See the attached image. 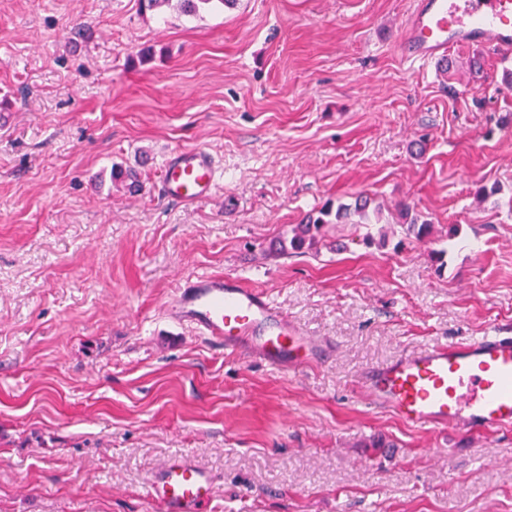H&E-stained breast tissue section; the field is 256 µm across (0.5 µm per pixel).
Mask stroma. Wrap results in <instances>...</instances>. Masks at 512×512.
Returning <instances> with one entry per match:
<instances>
[{
    "mask_svg": "<svg viewBox=\"0 0 512 512\" xmlns=\"http://www.w3.org/2000/svg\"><path fill=\"white\" fill-rule=\"evenodd\" d=\"M411 6L0 0V512H165L144 489L177 454L213 481L204 512H512V430L411 429L357 388L512 332V60L404 62ZM191 147L221 188L169 201L162 163ZM359 195L368 226L270 253ZM401 202L430 237L404 238ZM203 273L264 290L329 357L290 374L175 322ZM238 0H142L145 9L160 11L172 9L181 15L198 16L201 10L222 6L233 7Z\"/></svg>",
    "mask_w": 512,
    "mask_h": 512,
    "instance_id": "stroma-1",
    "label": "stroma"
}]
</instances>
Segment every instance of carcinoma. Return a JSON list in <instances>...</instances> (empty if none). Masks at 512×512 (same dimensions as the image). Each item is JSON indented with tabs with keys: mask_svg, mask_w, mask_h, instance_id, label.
I'll list each match as a JSON object with an SVG mask.
<instances>
[{
	"mask_svg": "<svg viewBox=\"0 0 512 512\" xmlns=\"http://www.w3.org/2000/svg\"><path fill=\"white\" fill-rule=\"evenodd\" d=\"M145 9L149 11H160L164 8L172 9L181 15L195 17L201 11L215 7H232L237 0H142ZM369 203L367 200L359 197L354 202V206L340 205L333 207L332 204H326L317 211L306 215L301 223L292 227L291 236L277 241L278 251L286 254L290 251L301 252L312 250L324 240L326 230L332 224H352L353 217H358L359 221L368 220ZM400 216L404 220H409L405 231L407 234H413L418 238L426 237L431 233V224L423 221L418 222L416 218H409V207L401 206Z\"/></svg>",
	"mask_w": 512,
	"mask_h": 512,
	"instance_id": "cac0c4a2",
	"label": "carcinoma"
}]
</instances>
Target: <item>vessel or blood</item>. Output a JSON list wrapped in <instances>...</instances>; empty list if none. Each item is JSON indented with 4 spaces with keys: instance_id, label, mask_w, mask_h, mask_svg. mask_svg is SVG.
I'll list each match as a JSON object with an SVG mask.
<instances>
[{
    "instance_id": "vessel-or-blood-1",
    "label": "vessel or blood",
    "mask_w": 512,
    "mask_h": 512,
    "mask_svg": "<svg viewBox=\"0 0 512 512\" xmlns=\"http://www.w3.org/2000/svg\"><path fill=\"white\" fill-rule=\"evenodd\" d=\"M480 44L512 51V0H413L401 38L411 63H434L456 46ZM218 166L204 148H182L166 158L160 191L194 203L219 191ZM177 322L207 339L280 370L301 371L329 352L327 340L289 319L264 292L233 276L201 275L180 288L171 306ZM362 393L412 429L481 435L512 428V333L436 342L369 367ZM209 475L185 457L170 460L146 495L166 512H196L212 497Z\"/></svg>"
}]
</instances>
